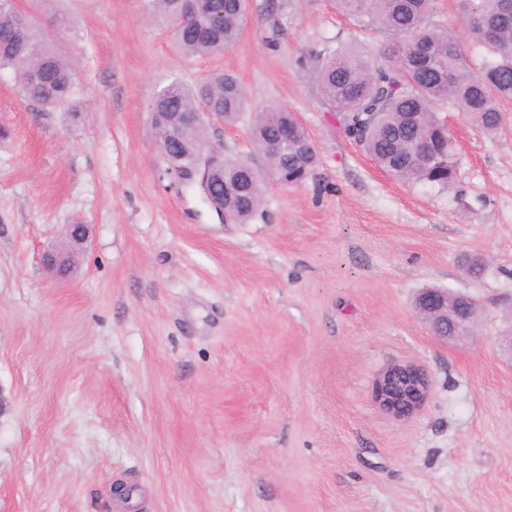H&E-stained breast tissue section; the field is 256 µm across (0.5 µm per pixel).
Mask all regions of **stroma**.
Instances as JSON below:
<instances>
[{"mask_svg": "<svg viewBox=\"0 0 512 512\" xmlns=\"http://www.w3.org/2000/svg\"><path fill=\"white\" fill-rule=\"evenodd\" d=\"M250 0L229 50L186 56L143 0H41L73 62L72 108L22 99L0 70V512H512V122L494 137L443 111L451 188L393 180L344 134L311 72L326 42L375 58L386 35L332 0ZM434 20L485 59L457 0ZM236 75L250 111L209 147L262 165L251 110L287 105L319 156L228 224L166 174L156 92ZM89 226L71 275L41 255ZM485 264L480 278L469 259ZM487 307L474 340L433 338L416 293ZM421 365L423 408L395 416L374 381Z\"/></svg>", "mask_w": 512, "mask_h": 512, "instance_id": "35a3bbf8", "label": "stroma"}]
</instances>
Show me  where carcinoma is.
Returning <instances> with one entry per match:
<instances>
[{"mask_svg": "<svg viewBox=\"0 0 512 512\" xmlns=\"http://www.w3.org/2000/svg\"><path fill=\"white\" fill-rule=\"evenodd\" d=\"M434 0H335L341 13L365 27L383 31L387 41L373 61L343 48H328L313 69L322 98L336 113L344 134L370 160L403 183L449 187L456 158L447 126L439 112L447 106L463 112L484 135L504 127L503 103L512 100V0H460L462 20L487 59L475 70L466 50L446 29L433 22ZM147 9L169 23L178 47L188 56H208L232 48L240 35L248 0H146ZM13 0H0V26L16 28L12 43H0V69L15 74L20 95L44 108L69 104L72 68L60 48L40 34V22L29 14L19 21ZM247 110L239 80L214 73L194 85L173 82L153 100L154 136L167 172L182 179L183 168L201 159L207 142L208 118L170 139L175 112H220L224 123L236 122ZM287 133L288 149L267 158L259 170L231 158L214 173L217 190L251 170L245 191L229 208V221L248 223L265 200L270 180L283 187L305 182L318 165V154L304 127L287 107L267 105L254 110V142ZM429 146L426 160L419 150Z\"/></svg>", "mask_w": 512, "mask_h": 512, "instance_id": "obj_1", "label": "carcinoma"}]
</instances>
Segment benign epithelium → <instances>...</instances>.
Listing matches in <instances>:
<instances>
[{"mask_svg":"<svg viewBox=\"0 0 512 512\" xmlns=\"http://www.w3.org/2000/svg\"><path fill=\"white\" fill-rule=\"evenodd\" d=\"M192 182L204 192L207 200L219 212H225L224 203L242 191L240 184L224 186V193L213 191L209 171L197 170ZM64 246L43 255L45 269L57 279H65L75 263L77 254L89 240L86 224H70ZM416 307L432 334L439 340L465 342L474 336L472 325L477 319L474 300L462 294L448 296L440 288H425L417 297ZM431 383L426 371L414 363H395L384 368L374 382V395L379 407L390 414L406 416L421 410L430 393Z\"/></svg>","mask_w":512,"mask_h":512,"instance_id":"obj_1","label":"benign epithelium"}]
</instances>
